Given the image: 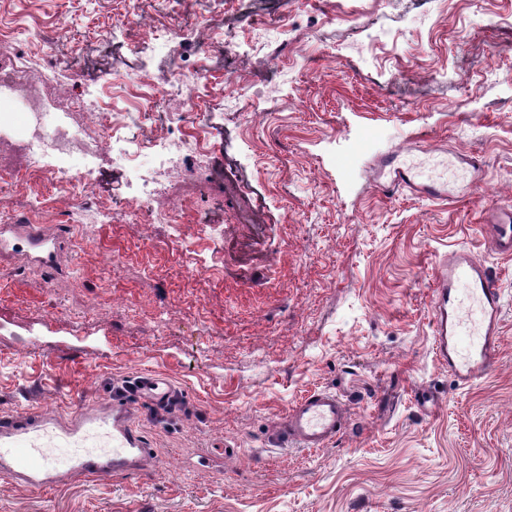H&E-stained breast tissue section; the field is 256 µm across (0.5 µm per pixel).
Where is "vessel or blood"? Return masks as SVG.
<instances>
[{
  "label": "vessel or blood",
  "mask_w": 512,
  "mask_h": 512,
  "mask_svg": "<svg viewBox=\"0 0 512 512\" xmlns=\"http://www.w3.org/2000/svg\"><path fill=\"white\" fill-rule=\"evenodd\" d=\"M374 185L388 197L406 191L433 200L448 197L436 183L418 180L410 170L395 166L390 156L380 160ZM482 233L492 252L511 257L512 205L486 213ZM12 237L39 247L52 241L53 234L42 224L1 225L0 246ZM501 314L502 288L485 263L464 249L449 253L436 273L430 323L435 355L458 385H471L496 367ZM135 391L140 399L157 406L167 404L175 395L170 383L151 375L140 377ZM134 418L130 405L115 403L81 406L79 414L67 422L43 412L0 417V476L31 488L62 484L65 475L56 472L43 447L47 441L75 448L70 469L74 475L103 477L149 469L155 454L135 429ZM349 421L350 410L340 396L314 390L289 408L283 433L291 446L322 448L346 429ZM102 432L110 435L113 453L77 451L80 441Z\"/></svg>",
  "instance_id": "vessel-or-blood-1"
}]
</instances>
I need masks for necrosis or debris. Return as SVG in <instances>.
I'll list each match as a JSON object with an SVG mask.
<instances>
[{
    "label": "necrosis or debris",
    "mask_w": 512,
    "mask_h": 512,
    "mask_svg": "<svg viewBox=\"0 0 512 512\" xmlns=\"http://www.w3.org/2000/svg\"><path fill=\"white\" fill-rule=\"evenodd\" d=\"M44 72H32L19 64V52L9 36L0 34V100L16 103L29 115L28 134L23 141L0 148V195L9 193L23 178L49 182L63 188L75 181H89V172L74 174L49 168L51 158L61 154L111 156L113 165L135 167L144 155L159 162L150 180L143 184L135 202L122 213L135 224L172 223L178 204L158 196L161 180L187 179L196 187L208 177V147L203 122L184 124L185 112L202 109L201 75L192 69L178 74L163 92L165 100L179 103L180 111L169 113L172 132L160 140L135 138V130L151 121L154 106L132 112H109L97 92H64L55 102H46Z\"/></svg>",
    "instance_id": "4bbe7bcc"
}]
</instances>
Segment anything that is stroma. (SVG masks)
I'll use <instances>...</instances> for the list:
<instances>
[{"mask_svg":"<svg viewBox=\"0 0 512 512\" xmlns=\"http://www.w3.org/2000/svg\"><path fill=\"white\" fill-rule=\"evenodd\" d=\"M144 21L172 29L167 53ZM259 23L290 30L276 61L253 52ZM0 28L116 110L141 68L156 89L200 69L214 172L178 233L67 223L77 188L24 180L0 198L26 217L47 197L59 245L51 270L27 247L0 255V416L131 404L156 450L148 471L47 489L0 477V512H512V258L481 231L486 208L512 203V0H0ZM353 37L362 50L338 57ZM410 144L452 184L465 173L445 155H480L484 178L452 204L382 195L372 168ZM68 165L91 167L106 207L140 189L111 161ZM201 218L223 239L199 238ZM456 249L504 291L499 364L468 387L437 364L430 325ZM146 374L175 385L169 406L137 401ZM316 389L351 423L289 447L279 426Z\"/></svg>","mask_w":512,"mask_h":512,"instance_id":"1","label":"stroma"}]
</instances>
